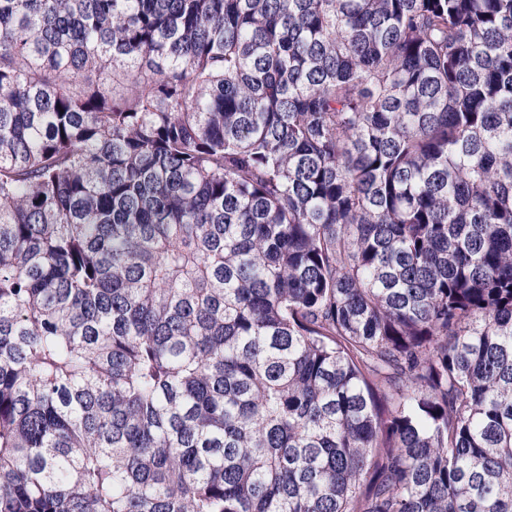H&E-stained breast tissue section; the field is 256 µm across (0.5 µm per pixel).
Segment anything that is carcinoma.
<instances>
[{"label": "carcinoma", "mask_w": 512, "mask_h": 512, "mask_svg": "<svg viewBox=\"0 0 512 512\" xmlns=\"http://www.w3.org/2000/svg\"><path fill=\"white\" fill-rule=\"evenodd\" d=\"M0 512H512V0H0Z\"/></svg>", "instance_id": "obj_1"}]
</instances>
